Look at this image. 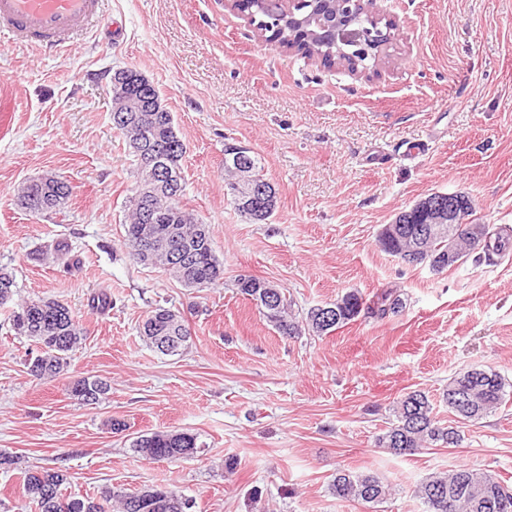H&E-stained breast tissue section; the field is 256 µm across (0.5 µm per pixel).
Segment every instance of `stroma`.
<instances>
[{
  "label": "stroma",
  "instance_id": "1",
  "mask_svg": "<svg viewBox=\"0 0 512 512\" xmlns=\"http://www.w3.org/2000/svg\"><path fill=\"white\" fill-rule=\"evenodd\" d=\"M103 7L121 39L89 35L60 53L0 42V268L19 298L68 303L84 332L66 371L40 380L26 367L32 342L0 307V451L18 457L0 470V512H34L20 485L34 465L67 471L75 495L166 486L194 512H367L331 495L340 469L391 487L381 512H425L416 485L462 466L512 486V396L463 426L457 446H378L407 392L426 393L451 425L449 379L477 368L512 381V251L436 272L377 245L384 224L434 191L468 195L474 223L512 236V0H377L399 35L369 80L266 41L229 0ZM125 67L173 114L183 202L209 226L223 284L183 287L123 247L136 163L112 125L110 78ZM228 143L257 154L277 189L267 223L227 201ZM46 173L70 183L67 205L18 207L16 187ZM243 275L278 285L299 314L388 288L405 306L286 338L238 292ZM99 293L107 309L93 307ZM159 306L185 319L182 354L140 334ZM80 378L111 390L83 404L67 391ZM166 430L193 434L197 452L134 454L136 436Z\"/></svg>",
  "mask_w": 512,
  "mask_h": 512
}]
</instances>
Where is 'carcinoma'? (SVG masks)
Returning a JSON list of instances; mask_svg holds the SVG:
<instances>
[{"instance_id":"obj_1","label":"carcinoma","mask_w":512,"mask_h":512,"mask_svg":"<svg viewBox=\"0 0 512 512\" xmlns=\"http://www.w3.org/2000/svg\"><path fill=\"white\" fill-rule=\"evenodd\" d=\"M238 7L247 11L252 25L267 35V39L283 45L294 36L302 37L309 45L311 54L333 57L340 64L357 59L365 63L376 62V50L368 56L357 52V47L336 41L332 23L345 18L336 0L321 4H295L292 0H240ZM353 25L371 30L373 44L389 41L384 24L373 26L367 19H355ZM133 69L126 75L124 93L131 99L144 101L151 94L157 95L156 87L143 89ZM146 150L156 152L164 163L182 166L186 147L178 137L174 117L168 111L154 113V120L146 128ZM264 176V165L259 156L250 154L243 165L235 164L230 155H224V183L236 180L242 186L251 185L249 177ZM71 191L60 187L44 186L27 182L17 193L19 205L31 213L41 214L62 209ZM131 211L125 224L123 245L130 258L139 261L136 245L144 224L138 196L130 200ZM247 206L241 207L230 200L232 207L254 223L268 220L276 203L267 197L246 194ZM158 217L156 226L162 232L161 241L167 243V255L157 258L155 265L167 270L187 288H210L224 279L223 263L216 256L208 226L203 224L182 204V198L174 199L166 194L152 201ZM425 220L423 211L415 208L401 213L399 222L408 225L400 237L379 241L381 249L393 256L409 249L418 242L422 252L429 256L446 258L447 266L468 258L480 248L497 254L512 249V238L490 235L488 225L481 228L483 244L478 245L464 231H455L458 250L448 257V225L425 237H412L414 227ZM16 284L8 272L0 271V307L13 303ZM404 301L396 290H385L369 302L357 291H350L333 303L316 305L308 309L304 320L299 321L291 313V302L278 290L273 304L263 307L266 320L286 337L299 335L302 328L323 334V310L333 312L344 326L365 314L384 319L403 309ZM12 327L17 335L29 339L37 347V355L28 359V371L39 379L59 376L68 367L69 352L79 344L82 329L71 307L57 299H30L12 308ZM144 340L154 349L159 343L174 338L179 346L166 351L177 355L190 338L185 320L159 307L147 316L142 325ZM110 390L102 379L82 378L69 386V393L77 400L93 405ZM512 394V383L492 370L471 369L453 379L443 391L442 401L457 417V425H445L434 416L433 404L422 391H411L399 402L395 419L379 438V447L396 455H413L431 446L455 447L461 440L459 425L486 416ZM197 448L196 437L187 432L157 431L143 434L133 442V452L146 460L176 459L189 456L187 449ZM69 483L67 472L41 466L29 467L21 472L22 493L36 512H190L194 503L169 487H145L135 491L103 486L95 496H72L63 493L62 486ZM332 494L340 501H352L377 508L391 495V488L374 473L336 472L330 484ZM426 512H512V493L507 486L491 474L472 467H462L447 474H433L415 490Z\"/></svg>"}]
</instances>
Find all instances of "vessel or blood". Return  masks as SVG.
<instances>
[{
	"label": "vessel or blood",
	"mask_w": 512,
	"mask_h": 512,
	"mask_svg": "<svg viewBox=\"0 0 512 512\" xmlns=\"http://www.w3.org/2000/svg\"><path fill=\"white\" fill-rule=\"evenodd\" d=\"M111 35L101 0H0V34L59 52L87 33Z\"/></svg>",
	"instance_id": "vessel-or-blood-1"
}]
</instances>
